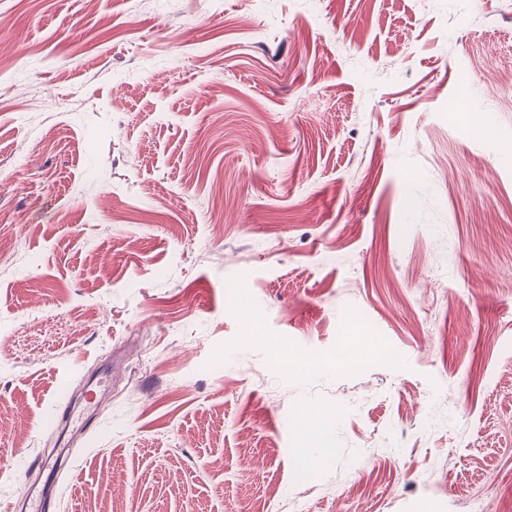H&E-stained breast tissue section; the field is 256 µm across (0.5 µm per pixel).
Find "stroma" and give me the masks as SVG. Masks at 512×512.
<instances>
[{"mask_svg":"<svg viewBox=\"0 0 512 512\" xmlns=\"http://www.w3.org/2000/svg\"><path fill=\"white\" fill-rule=\"evenodd\" d=\"M1 172L0 512L512 501V0H0ZM378 352L376 345L370 343L365 336L355 333L344 343L336 363L343 367H349L372 359ZM53 494V485L52 483L45 484L39 491H35L31 488H28L21 498L20 502L26 512H43L45 501L51 497ZM30 505V507H27Z\"/></svg>","mask_w":512,"mask_h":512,"instance_id":"stroma-1","label":"stroma"}]
</instances>
